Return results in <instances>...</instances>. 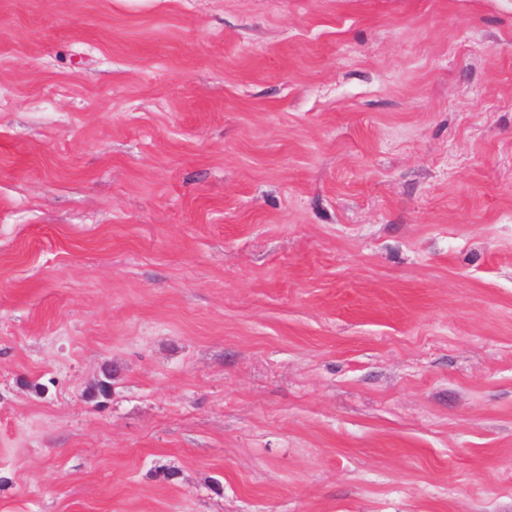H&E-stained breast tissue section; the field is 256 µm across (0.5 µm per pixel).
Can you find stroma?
I'll return each mask as SVG.
<instances>
[{"label": "stroma", "mask_w": 512, "mask_h": 512, "mask_svg": "<svg viewBox=\"0 0 512 512\" xmlns=\"http://www.w3.org/2000/svg\"><path fill=\"white\" fill-rule=\"evenodd\" d=\"M0 512H512V0H0Z\"/></svg>", "instance_id": "obj_1"}]
</instances>
